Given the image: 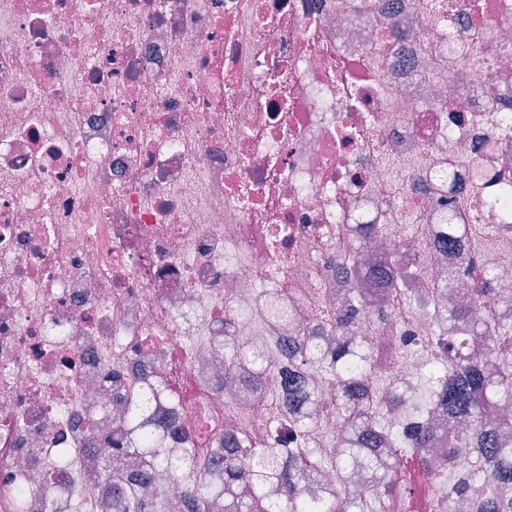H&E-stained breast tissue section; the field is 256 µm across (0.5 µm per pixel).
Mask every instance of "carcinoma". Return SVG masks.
I'll use <instances>...</instances> for the list:
<instances>
[{"instance_id":"carcinoma-1","label":"carcinoma","mask_w":512,"mask_h":512,"mask_svg":"<svg viewBox=\"0 0 512 512\" xmlns=\"http://www.w3.org/2000/svg\"><path fill=\"white\" fill-rule=\"evenodd\" d=\"M474 225L473 217L453 207L448 209L446 249L453 252L462 240L472 238ZM400 254L398 248L383 260L394 270L379 277L380 292L355 288L336 308L327 310L324 323L330 331L339 334L357 329L352 319L359 307H388L395 304L397 296L407 298L403 276L396 270ZM491 277L493 272L477 270L472 258L459 257L456 278L472 280L475 294L483 291V280ZM454 279L434 285L433 293L448 291ZM433 318L437 333L430 342V362L405 387L386 375L369 353L361 351L350 360L327 358L310 337H299L300 374L288 380L282 406L301 436L306 437L315 429L306 406L321 392L323 384L336 383L329 403L341 429L336 434L339 452L332 459L316 460L294 448L288 464L283 465L273 444H264L266 451L258 454L254 444L243 436L245 459H240L239 449L226 448L224 473L210 476L193 448L171 455L157 453L143 414V396L137 391L131 395L128 409L132 436L113 439L112 455L137 458L145 473L166 467L185 482V493L167 504L168 512H210L211 500L217 497L224 498V512H254L274 491L279 499L272 504L273 512H336L338 488L331 486L323 498L309 500L302 496L300 486L326 470L341 474L350 462L359 460L370 471L369 486L361 497L351 501L350 512H373L375 508L386 512L387 503L401 502L411 493L399 479L401 449L427 447L432 420L446 412L471 421L464 430H448L447 443L448 459L464 455L468 467L450 480L438 468L428 471V476L442 487L434 512H454L460 499L469 509L482 503L478 512H512L511 496L488 494L492 487L512 485V447H506L503 438L504 432L512 428V421L486 420L489 408L512 403V317L495 311L445 310L439 306ZM473 336L484 339L486 347H471ZM224 363L228 372L251 386L258 385L267 372L261 361L240 352L227 337ZM100 478L112 487V512H156L154 498L142 491L144 483L112 468L110 461L102 463Z\"/></svg>"}]
</instances>
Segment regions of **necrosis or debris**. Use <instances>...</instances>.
<instances>
[{"label": "necrosis or debris", "mask_w": 512, "mask_h": 512, "mask_svg": "<svg viewBox=\"0 0 512 512\" xmlns=\"http://www.w3.org/2000/svg\"><path fill=\"white\" fill-rule=\"evenodd\" d=\"M508 1L483 0L478 19L455 9L447 29L420 0H0V475L25 474L26 512H112L97 471L132 389L164 455L238 433L219 418L232 404L253 440L295 441L225 374V336L278 393L287 338L370 288L385 249L426 297L448 256L399 217L440 223L435 188L499 227L471 251L494 291L465 283L450 303L496 306L512 227L485 200L512 170V113H485L479 84L512 94ZM448 41L477 46L481 66ZM353 224L387 230L363 249ZM262 288L286 293V317ZM357 320L371 338L324 333L323 355L369 343L401 381L425 362L421 308ZM176 371L192 400H172Z\"/></svg>", "instance_id": "necrosis-or-debris-1"}]
</instances>
